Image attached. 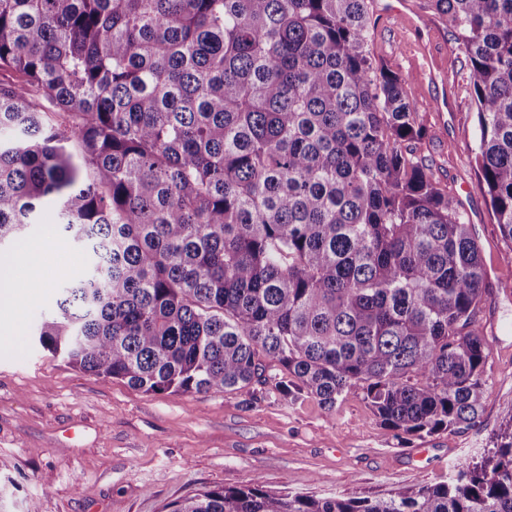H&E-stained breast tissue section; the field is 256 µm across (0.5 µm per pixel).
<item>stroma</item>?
I'll return each instance as SVG.
<instances>
[{"label": "stroma", "instance_id": "stroma-1", "mask_svg": "<svg viewBox=\"0 0 512 512\" xmlns=\"http://www.w3.org/2000/svg\"><path fill=\"white\" fill-rule=\"evenodd\" d=\"M425 3L371 13L370 44L405 78L411 100L431 102L414 154L457 197L487 260L480 317L490 355L478 424L402 437L379 423L358 388L329 412L310 397L249 404L229 390L147 392L84 373L30 336L82 265L66 235L35 229L27 242L46 247L48 287L25 297L21 318L0 306V512H162L192 490L241 487L255 477L270 491L384 496L445 481L455 464L493 448L512 420V244L501 241L478 187L470 71Z\"/></svg>", "mask_w": 512, "mask_h": 512}]
</instances>
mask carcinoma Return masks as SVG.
Instances as JSON below:
<instances>
[{"instance_id":"obj_1","label":"carcinoma","mask_w":512,"mask_h":512,"mask_svg":"<svg viewBox=\"0 0 512 512\" xmlns=\"http://www.w3.org/2000/svg\"><path fill=\"white\" fill-rule=\"evenodd\" d=\"M470 70L478 186L512 242V0H430ZM370 0H0V247L83 257L31 331L147 392L353 387L403 435L477 423L482 250L406 145ZM165 512H512V420L445 482L387 497L203 487Z\"/></svg>"}]
</instances>
